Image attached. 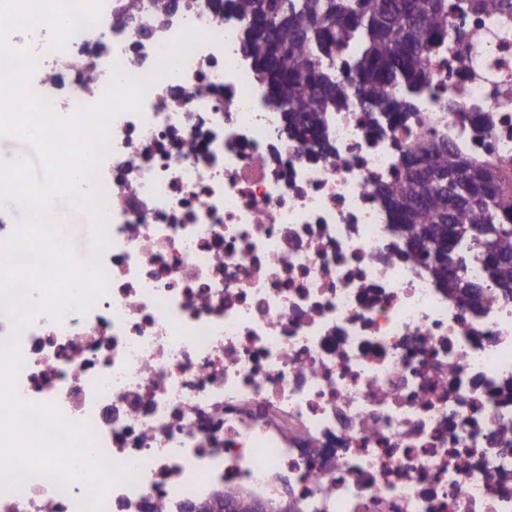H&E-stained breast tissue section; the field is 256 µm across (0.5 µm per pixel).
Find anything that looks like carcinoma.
<instances>
[{
  "label": "carcinoma",
  "instance_id": "cac0c4a2",
  "mask_svg": "<svg viewBox=\"0 0 512 512\" xmlns=\"http://www.w3.org/2000/svg\"><path fill=\"white\" fill-rule=\"evenodd\" d=\"M242 22L253 69L288 112V127L315 128L322 113L358 97L389 124L415 111L425 59L449 35L448 0H218ZM343 53L346 77L325 67ZM406 253L448 278L465 302L473 283L452 269L454 247L480 250L489 280L512 295V166L479 164L429 143L405 150L381 189Z\"/></svg>",
  "mask_w": 512,
  "mask_h": 512
}]
</instances>
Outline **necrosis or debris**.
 I'll list each match as a JSON object with an SVG mask.
<instances>
[{"label":"necrosis or debris","instance_id":"1","mask_svg":"<svg viewBox=\"0 0 512 512\" xmlns=\"http://www.w3.org/2000/svg\"><path fill=\"white\" fill-rule=\"evenodd\" d=\"M99 0L29 93L75 116L147 80L89 198L107 294L0 314V512H512V299L461 304L378 192L405 146L512 159V19L448 0L417 119L359 100L293 133L210 0Z\"/></svg>","mask_w":512,"mask_h":512}]
</instances>
